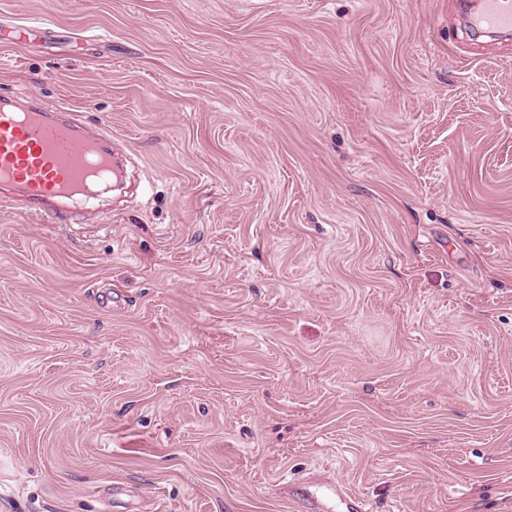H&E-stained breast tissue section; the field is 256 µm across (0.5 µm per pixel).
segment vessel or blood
<instances>
[{
    "instance_id": "b4317fda",
    "label": "vessel or blood",
    "mask_w": 512,
    "mask_h": 512,
    "mask_svg": "<svg viewBox=\"0 0 512 512\" xmlns=\"http://www.w3.org/2000/svg\"><path fill=\"white\" fill-rule=\"evenodd\" d=\"M471 24L511 30L512 0H482ZM115 175L107 131L90 136L77 113L0 97V188L16 190L27 207L42 210L54 201L91 197Z\"/></svg>"
}]
</instances>
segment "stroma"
I'll return each instance as SVG.
<instances>
[{"label": "stroma", "instance_id": "stroma-1", "mask_svg": "<svg viewBox=\"0 0 512 512\" xmlns=\"http://www.w3.org/2000/svg\"><path fill=\"white\" fill-rule=\"evenodd\" d=\"M480 7L0 0V95L129 160L69 224L0 196V512H512V36Z\"/></svg>", "mask_w": 512, "mask_h": 512}]
</instances>
